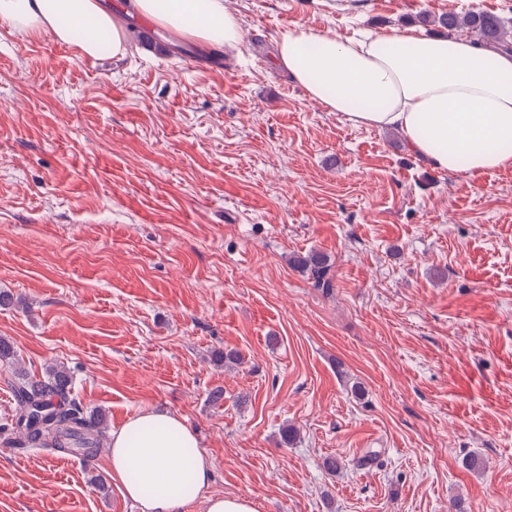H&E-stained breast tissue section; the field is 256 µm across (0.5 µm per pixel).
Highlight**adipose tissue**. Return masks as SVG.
I'll return each mask as SVG.
<instances>
[{
  "mask_svg": "<svg viewBox=\"0 0 512 512\" xmlns=\"http://www.w3.org/2000/svg\"><path fill=\"white\" fill-rule=\"evenodd\" d=\"M134 15L174 34L235 50L237 17L224 0H131ZM0 21L32 36L76 42L81 57L120 59L127 27L108 0H0ZM83 28L74 40V28ZM277 65L329 112L357 126L393 127L432 168L512 167V53L473 39L396 28L365 40L300 28L277 41ZM109 472L140 512H256L250 499L210 496L211 464L178 414L143 410L112 433Z\"/></svg>",
  "mask_w": 512,
  "mask_h": 512,
  "instance_id": "obj_1",
  "label": "adipose tissue"
}]
</instances>
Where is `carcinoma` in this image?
<instances>
[{"instance_id":"1","label":"carcinoma","mask_w":512,"mask_h":512,"mask_svg":"<svg viewBox=\"0 0 512 512\" xmlns=\"http://www.w3.org/2000/svg\"><path fill=\"white\" fill-rule=\"evenodd\" d=\"M434 24L451 36L467 31L480 44L498 51L512 49V26L500 16L469 8L448 12ZM311 286L324 295L335 288L333 264L322 253L313 252L294 260ZM15 392L21 411L0 426V441L15 448H45L60 455L93 458L101 450L106 434L102 412L89 411L72 394V375L61 365L47 371L43 379H30L14 370Z\"/></svg>"}]
</instances>
